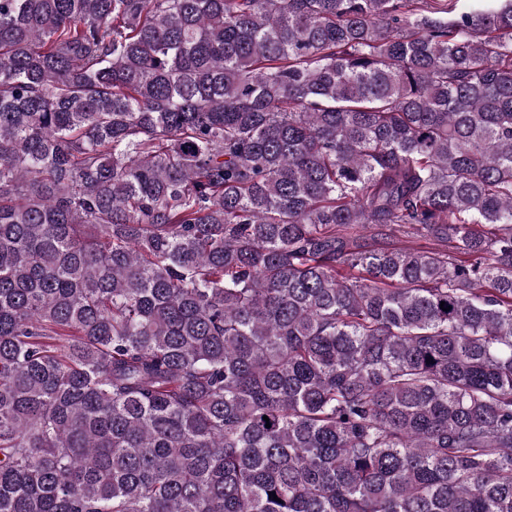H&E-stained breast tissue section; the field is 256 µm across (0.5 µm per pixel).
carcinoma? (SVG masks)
Returning <instances> with one entry per match:
<instances>
[{"mask_svg":"<svg viewBox=\"0 0 512 512\" xmlns=\"http://www.w3.org/2000/svg\"><path fill=\"white\" fill-rule=\"evenodd\" d=\"M469 2L0 0V512H512Z\"/></svg>","mask_w":512,"mask_h":512,"instance_id":"cac0c4a2","label":"carcinoma"}]
</instances>
